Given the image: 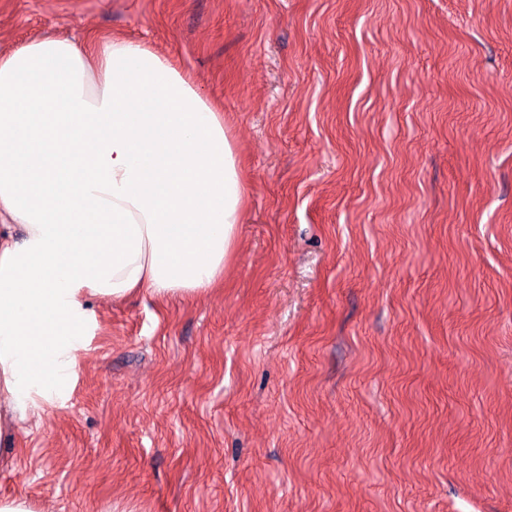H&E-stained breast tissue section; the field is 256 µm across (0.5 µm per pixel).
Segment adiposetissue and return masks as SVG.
I'll list each match as a JSON object with an SVG mask.
<instances>
[{
    "label": "adipose tissue",
    "instance_id": "ef3b65f1",
    "mask_svg": "<svg viewBox=\"0 0 512 512\" xmlns=\"http://www.w3.org/2000/svg\"><path fill=\"white\" fill-rule=\"evenodd\" d=\"M243 192L222 113L141 43L0 54V446L73 382L87 297L215 286Z\"/></svg>",
    "mask_w": 512,
    "mask_h": 512
}]
</instances>
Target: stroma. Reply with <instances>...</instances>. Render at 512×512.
I'll use <instances>...</instances> for the list:
<instances>
[{
  "instance_id": "35a3bbf8",
  "label": "stroma",
  "mask_w": 512,
  "mask_h": 512,
  "mask_svg": "<svg viewBox=\"0 0 512 512\" xmlns=\"http://www.w3.org/2000/svg\"><path fill=\"white\" fill-rule=\"evenodd\" d=\"M122 36L245 185L202 297L91 299L0 447L34 512H512V0H0V52Z\"/></svg>"
}]
</instances>
